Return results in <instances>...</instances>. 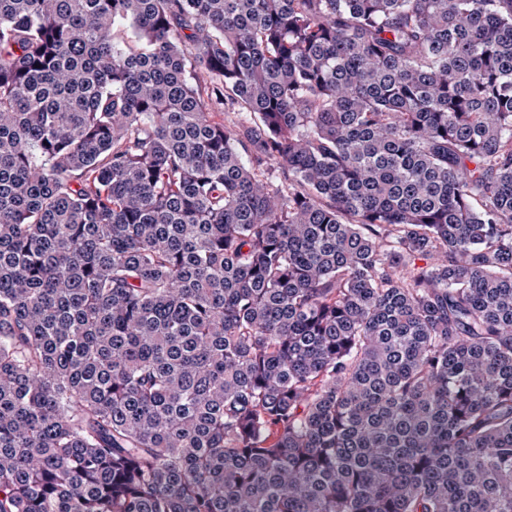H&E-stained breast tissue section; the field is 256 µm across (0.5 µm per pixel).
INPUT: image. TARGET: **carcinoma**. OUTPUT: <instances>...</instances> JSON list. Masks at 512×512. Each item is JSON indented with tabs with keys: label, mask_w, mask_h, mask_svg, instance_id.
Wrapping results in <instances>:
<instances>
[{
	"label": "carcinoma",
	"mask_w": 512,
	"mask_h": 512,
	"mask_svg": "<svg viewBox=\"0 0 512 512\" xmlns=\"http://www.w3.org/2000/svg\"><path fill=\"white\" fill-rule=\"evenodd\" d=\"M0 512H512V0H0Z\"/></svg>",
	"instance_id": "1"
}]
</instances>
